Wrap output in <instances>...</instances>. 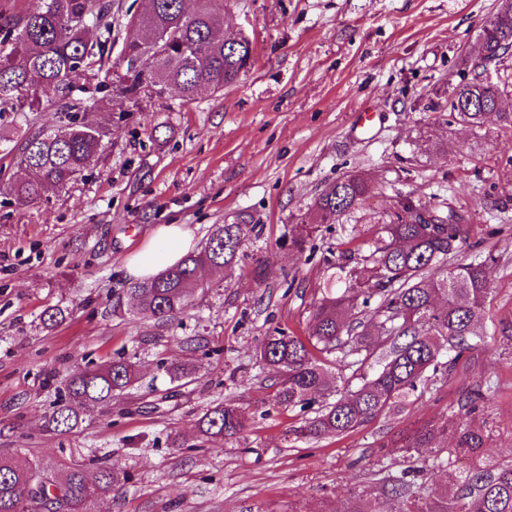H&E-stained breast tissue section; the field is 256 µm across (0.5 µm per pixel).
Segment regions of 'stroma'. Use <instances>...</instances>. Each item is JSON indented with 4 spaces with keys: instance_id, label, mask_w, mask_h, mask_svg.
Listing matches in <instances>:
<instances>
[{
    "instance_id": "stroma-1",
    "label": "stroma",
    "mask_w": 512,
    "mask_h": 512,
    "mask_svg": "<svg viewBox=\"0 0 512 512\" xmlns=\"http://www.w3.org/2000/svg\"><path fill=\"white\" fill-rule=\"evenodd\" d=\"M145 0H112L119 63L129 12ZM495 0H230L225 30L252 38L255 65L244 80L191 104L169 96L117 118L100 105L110 79L83 80L74 112L112 130L102 161L49 199L17 204L4 182L19 170L0 147V456L19 462L88 464L96 457L128 481L95 512H346L379 502L385 481L412 482L417 501L444 487L443 462L458 425L489 436L488 459L512 448V130L495 119L472 129L448 119V92L480 78L512 92V56L473 68L478 33ZM380 119L356 132L359 112ZM171 131L166 142L155 124ZM356 172L366 201L317 232L305 251L288 244L290 225L312 218L315 196ZM462 215L468 245L459 263L494 256L481 327L451 369L419 386L401 412L373 418L338 438L303 442L291 426L313 408L272 399L280 376L256 354L274 327L307 336L332 266L361 268L382 224L400 203ZM251 219L240 259L207 272V289L178 323L130 316L124 263L159 224H184L196 243L211 225ZM266 279L255 283L253 267ZM50 305L66 319L47 329ZM119 353L137 357L138 383L111 409L87 413L64 435L46 432L68 376ZM196 365L176 386L160 362ZM492 398L467 412L468 394ZM233 400L246 412L237 437L204 442L206 409ZM430 447H398L419 428ZM186 447L175 450L171 436Z\"/></svg>"
}]
</instances>
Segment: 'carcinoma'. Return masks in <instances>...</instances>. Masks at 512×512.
Wrapping results in <instances>:
<instances>
[{
  "mask_svg": "<svg viewBox=\"0 0 512 512\" xmlns=\"http://www.w3.org/2000/svg\"><path fill=\"white\" fill-rule=\"evenodd\" d=\"M497 6L480 33V63H497L512 51V7ZM226 0H198L195 14L186 15L181 0H150L148 8L131 15L122 64L112 69L114 112H135L145 98L175 88L183 103L196 99L208 86L220 93L248 75L254 65V45L239 34L231 41L215 27ZM112 0H35L25 13L0 11V113L27 118L29 112H57L60 125L17 129L13 146L25 177L7 190L19 204L30 203L74 183L101 159L110 130L86 123L71 110L70 94L78 81L104 63L105 44L89 40L87 25L101 22ZM453 88L449 115L473 127L494 116L512 128V109L502 91L478 79ZM368 192L364 177L336 179L315 198V223L295 224L290 246L302 251L324 224L361 205ZM420 207L402 203L388 224L386 238L366 257L362 271L336 266L322 299L313 308L307 339L275 328L264 337L260 360L279 372L274 396L279 407L305 408L319 398L336 400L315 416L302 420L293 433L304 440L342 436L369 420L391 412L437 372L441 350L461 356L478 325L490 291L485 263L454 264L451 258L466 243L463 217L428 210L430 223L417 222ZM250 224L239 215L229 224L212 225L204 246L147 279L126 283L130 313H148L158 320H177L188 299L206 288L204 273L222 270L239 260V249ZM370 312L383 326L372 335L362 329L360 316ZM171 383L192 377L186 364H161ZM346 370L362 379L342 392L338 378ZM137 381L131 356L91 364L73 373L66 398L55 405L47 431L64 434L78 427L82 416L112 403ZM245 427L244 415L233 401L209 408L198 422L204 441L233 438ZM489 436L471 427L456 432L455 449L480 456ZM119 474L108 464L94 477L85 469L60 463L48 470L39 463L20 465L0 458V512H33L53 506L54 512H91L107 496ZM414 512H512V452L495 464L476 463L465 471H448V486Z\"/></svg>",
  "mask_w": 512,
  "mask_h": 512,
  "instance_id": "obj_1",
  "label": "carcinoma"
}]
</instances>
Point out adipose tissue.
I'll return each mask as SVG.
<instances>
[{"label":"adipose tissue","instance_id":"adipose-tissue-1","mask_svg":"<svg viewBox=\"0 0 512 512\" xmlns=\"http://www.w3.org/2000/svg\"><path fill=\"white\" fill-rule=\"evenodd\" d=\"M194 246V238L184 225H159L141 248L127 259L126 271L134 279L156 276L176 265Z\"/></svg>","mask_w":512,"mask_h":512}]
</instances>
